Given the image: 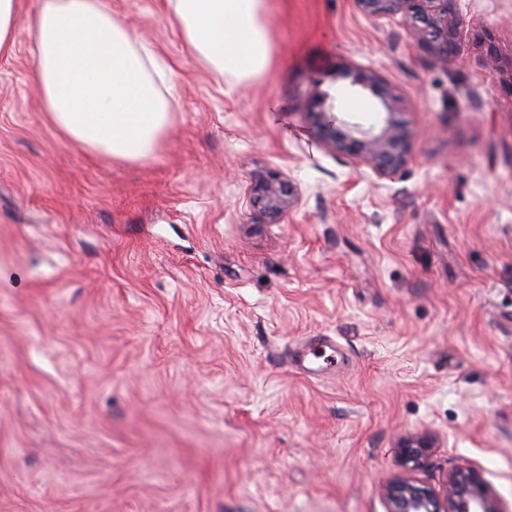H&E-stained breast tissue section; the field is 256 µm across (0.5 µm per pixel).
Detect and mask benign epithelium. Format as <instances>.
Instances as JSON below:
<instances>
[{
  "mask_svg": "<svg viewBox=\"0 0 512 512\" xmlns=\"http://www.w3.org/2000/svg\"><path fill=\"white\" fill-rule=\"evenodd\" d=\"M459 0H355L357 9L369 17L400 16L410 27L418 47L441 58L456 56L461 47L458 22ZM339 78L353 88L367 91L384 114L380 126L364 129L358 125L336 124L329 118L335 104L322 99L319 115L326 144L338 153L367 164L377 176L390 178L409 161L411 131L397 118L401 99L395 88L376 69L361 68L349 61L341 63ZM255 201L273 213L291 206L290 195L273 182L255 186ZM436 437L428 432L404 437L397 448L404 472L384 487L387 512H505L481 474L472 468H457L448 475L446 493L440 497L413 476Z\"/></svg>",
  "mask_w": 512,
  "mask_h": 512,
  "instance_id": "benign-epithelium-1",
  "label": "benign epithelium"
}]
</instances>
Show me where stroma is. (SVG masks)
<instances>
[{"label": "stroma", "instance_id": "35a3bbf8", "mask_svg": "<svg viewBox=\"0 0 512 512\" xmlns=\"http://www.w3.org/2000/svg\"><path fill=\"white\" fill-rule=\"evenodd\" d=\"M269 4L271 65L240 81L167 0H112L179 75L158 159L121 162L50 122L23 0L0 58V512H386L422 431V483L472 467L512 512V0H459L455 62L353 0ZM344 59L402 98L393 177L321 141L320 94L383 118ZM272 174L279 215L250 200ZM316 336L336 370H301Z\"/></svg>", "mask_w": 512, "mask_h": 512}]
</instances>
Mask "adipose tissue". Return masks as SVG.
Masks as SVG:
<instances>
[{
  "label": "adipose tissue",
  "instance_id": "ef3b65f1",
  "mask_svg": "<svg viewBox=\"0 0 512 512\" xmlns=\"http://www.w3.org/2000/svg\"><path fill=\"white\" fill-rule=\"evenodd\" d=\"M189 52L218 74L263 73L271 45L266 0H168ZM45 112L77 146L120 161L155 158L178 75L115 14L109 0H38L29 22Z\"/></svg>",
  "mask_w": 512,
  "mask_h": 512
}]
</instances>
